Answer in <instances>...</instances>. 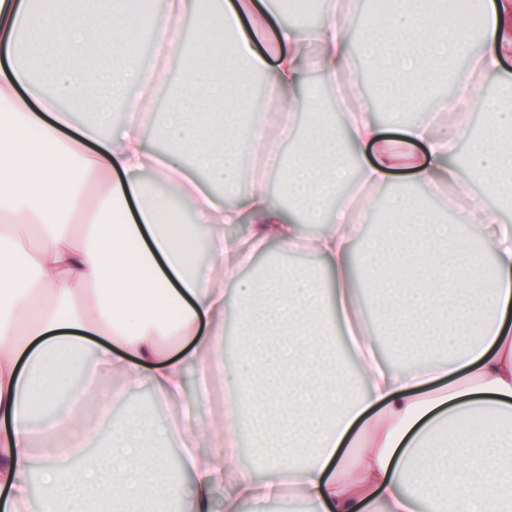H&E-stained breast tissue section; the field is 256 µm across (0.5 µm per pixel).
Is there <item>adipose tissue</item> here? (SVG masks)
I'll return each mask as SVG.
<instances>
[{
  "mask_svg": "<svg viewBox=\"0 0 512 512\" xmlns=\"http://www.w3.org/2000/svg\"><path fill=\"white\" fill-rule=\"evenodd\" d=\"M471 6L479 48L449 24L448 0H392L365 16L357 43L403 129L391 141L356 84L341 123L318 90L352 66L345 0H323L312 27L282 20L272 0H203L190 40L176 19L187 0L145 29L129 0L56 14L0 0V512H30L36 482L47 512H265L286 497L311 512H512L500 427L512 420V79L501 74L512 0ZM144 35L181 60L176 77L154 76L161 152L142 136L153 97L127 94L143 80ZM445 80L452 94L438 93ZM467 104L488 122L463 119ZM77 112L95 119L74 127ZM298 114L302 137L280 126ZM275 133L289 145L271 167L276 192L239 162L240 143L260 156ZM401 169L423 196L482 191L435 213L385 194ZM96 180L105 191L91 202ZM365 215L383 231L364 241ZM242 222L247 238L225 233ZM272 243L307 250L325 277L281 263L243 277ZM340 325L351 368L333 353ZM379 334L413 337L421 359L386 367ZM110 369L150 384L151 410L175 411L164 436L179 439L176 457L150 445L137 411L111 419L109 441L88 452L87 410L124 397L99 385ZM472 414L496 422L437 439Z\"/></svg>",
  "mask_w": 512,
  "mask_h": 512,
  "instance_id": "adipose-tissue-1",
  "label": "adipose tissue"
}]
</instances>
